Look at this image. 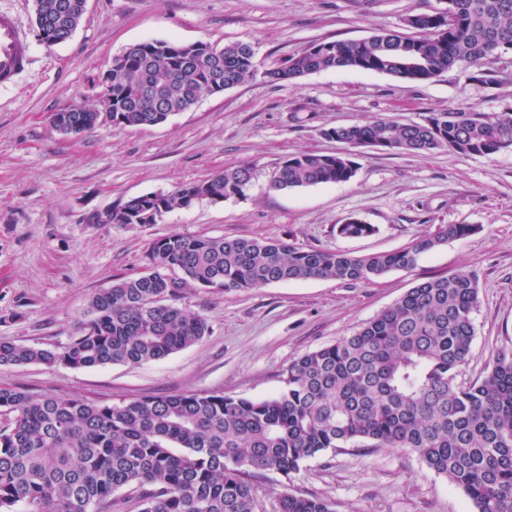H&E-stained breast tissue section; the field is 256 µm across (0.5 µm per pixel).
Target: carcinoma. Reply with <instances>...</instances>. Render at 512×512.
Masks as SVG:
<instances>
[{"label":"carcinoma","instance_id":"obj_1","mask_svg":"<svg viewBox=\"0 0 512 512\" xmlns=\"http://www.w3.org/2000/svg\"><path fill=\"white\" fill-rule=\"evenodd\" d=\"M447 21L406 20L424 32L385 31L358 41L314 43L266 71L288 81L338 68L429 81L454 66L477 69L493 84L489 64L512 47V0H447ZM84 15L82 0H35V21L62 43ZM207 42L146 41L128 46L102 72L112 123L163 124L204 93H221L255 74L248 43L223 46L207 61ZM338 142L382 150L458 156L512 150V111L494 118L460 110L426 123L380 118L331 127ZM356 163L341 154L287 156L273 174L278 189L344 183ZM249 165L178 186L154 200L169 210L195 201L246 195ZM346 236L372 227L340 225ZM469 224H441L404 247L364 256L306 248L279 238H213L172 234L151 248L156 271L119 278L89 301L81 334L56 352L0 340V365L64 364L94 368L163 359L197 344L204 319L166 303L177 283L249 290L313 278L371 281L411 270L425 253L469 235ZM475 276L425 280L335 344L309 351L286 371L277 395L251 400L222 392L144 396L122 406L34 396L0 387V512H112V493L131 486L141 512H254L245 470L289 475L308 459L348 444L407 448L461 488L475 512H512V350H499L480 380L457 383L475 336ZM280 512H332L320 498L286 495Z\"/></svg>","mask_w":512,"mask_h":512}]
</instances>
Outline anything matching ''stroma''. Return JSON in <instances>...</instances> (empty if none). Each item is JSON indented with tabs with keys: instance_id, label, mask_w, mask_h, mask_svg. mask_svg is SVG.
Instances as JSON below:
<instances>
[{
	"instance_id": "obj_1",
	"label": "stroma",
	"mask_w": 512,
	"mask_h": 512,
	"mask_svg": "<svg viewBox=\"0 0 512 512\" xmlns=\"http://www.w3.org/2000/svg\"><path fill=\"white\" fill-rule=\"evenodd\" d=\"M446 0H87L76 32L43 43L34 0H0L29 33L33 60L0 90V339L63 350L89 319L92 295L150 267L153 242L171 234L275 237L304 247L368 255L402 248L441 224L471 234L424 255L410 271L372 281L309 279L247 291L181 285L169 302L208 325L197 344L141 365L75 369L0 365V386L60 399L123 405L146 395L221 391L255 400L277 394L288 365L352 335L432 277L479 278L476 336L459 376L481 378L493 354L512 349V150L459 157L351 146L323 136L337 125L395 118L423 123L467 109L495 117L512 109V52L487 85L453 67L425 82L343 68L273 82L264 72L315 41L359 40L405 31L409 15ZM150 40L252 45L257 74L219 94H202L165 124L100 122L66 135L51 116L80 102L99 107L101 73L129 45ZM303 151L345 153L358 165L349 182L279 190L272 176ZM247 164L245 197L206 199L153 224L100 217L144 194L210 178ZM356 218L373 231L339 232ZM255 512H279L288 494L327 501L332 512H472L463 491L399 448L347 445L308 459L300 471L249 472Z\"/></svg>"
}]
</instances>
